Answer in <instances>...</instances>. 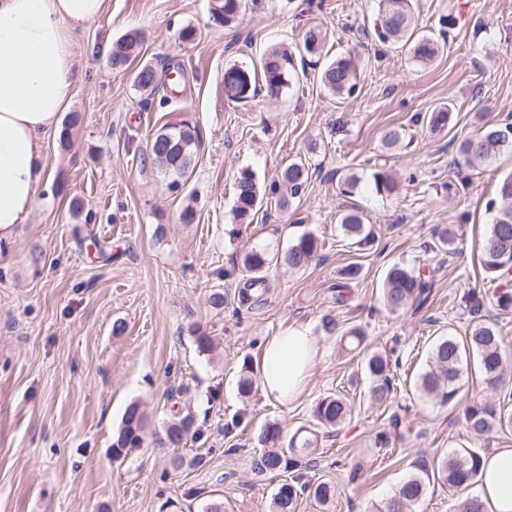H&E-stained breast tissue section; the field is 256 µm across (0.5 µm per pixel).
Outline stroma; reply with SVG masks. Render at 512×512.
Segmentation results:
<instances>
[{
	"label": "stroma",
	"mask_w": 512,
	"mask_h": 512,
	"mask_svg": "<svg viewBox=\"0 0 512 512\" xmlns=\"http://www.w3.org/2000/svg\"><path fill=\"white\" fill-rule=\"evenodd\" d=\"M213 3L107 0L72 36L74 97L44 143L48 177L26 222L0 241V512H203L213 501L227 512H271L277 482L252 470L257 435L268 424L288 433L311 425L328 395L352 408L338 436L318 440V473L335 484L336 498L325 509L300 498L298 512H370L416 457L438 458L464 442L512 448V430L468 438L462 407L434 405L406 387L388 405L370 406L356 360L323 324L328 315L340 328L362 327L370 348L396 349L411 376L437 337L464 335L465 297L487 287L477 257L492 218L486 202L512 174V153L468 169L464 181L453 159L459 140L481 124L512 117V0H412L418 33L440 45L426 64L377 39L378 0H245L231 26L213 21ZM448 15L454 26H442ZM314 25L329 36L289 89L227 99L226 66H259L271 48L301 44ZM185 27L195 28L193 41L179 40ZM133 29L143 34L136 57L128 69L112 68L113 43ZM345 55L354 59L356 87L337 96L320 75ZM147 63L173 73L151 98L133 81ZM447 103L452 120L443 133L419 124ZM181 121L198 129L200 144L176 182L146 146L164 124ZM396 126L405 138L390 150L381 134ZM294 158L311 173L305 189L287 209L263 205L232 238L236 175L247 169L265 184ZM377 171L396 177L397 193H377ZM351 174L358 182L349 189ZM188 206L190 224L180 218ZM354 207L379 233L373 249H357L339 229ZM444 225L459 234L457 254L427 248ZM305 231L319 239V260L272 270L265 307L237 310L243 244L283 246ZM396 262L435 270L433 296L419 313L397 317L378 300ZM352 263L359 277L339 308L331 294ZM217 291L226 295L218 309L210 303ZM290 326L309 328L322 348L304 394L290 403L260 390L240 397L243 363H255L266 340ZM197 328L216 351H197ZM133 403L145 416L143 442L117 457L112 444ZM239 411L245 422L225 433ZM395 412L403 418L397 430L389 425ZM177 413L191 414L197 432L176 449L164 434ZM379 432L403 439L385 454L376 449ZM358 461L363 474L348 483Z\"/></svg>",
	"instance_id": "stroma-1"
}]
</instances>
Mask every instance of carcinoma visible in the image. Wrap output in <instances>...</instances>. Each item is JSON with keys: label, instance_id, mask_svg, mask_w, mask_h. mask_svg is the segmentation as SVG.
<instances>
[{"label": "carcinoma", "instance_id": "1", "mask_svg": "<svg viewBox=\"0 0 512 512\" xmlns=\"http://www.w3.org/2000/svg\"><path fill=\"white\" fill-rule=\"evenodd\" d=\"M244 7V0H215L213 20L226 26L237 22ZM379 24L375 28L380 42L405 48L418 60H432L440 51L438 42L430 36L416 35L411 0H379ZM328 35L323 26L309 28L302 45L293 52L286 48H273L262 61V72L243 66L232 65L224 70V94L231 100H247L260 92L277 97L290 87L295 70L294 55H314L320 51ZM143 36L133 30L120 37L109 58L115 69H125L136 56ZM355 65L350 57H339L323 69L321 81L324 87L336 94L351 93L355 83ZM134 83L147 95L152 96L163 84L162 77L151 65H143L134 73ZM452 109L447 107L419 118L433 131L444 129L451 120ZM200 136L196 128L185 123L161 127L147 144V156L158 166L174 176L172 185L189 170ZM504 150H512V124H491L475 136L463 139L456 150L458 170L474 161L489 162ZM376 191L392 194L398 183L387 173L374 176ZM309 180V170L303 162L292 161L284 165L276 177L267 184H260L249 170L239 172L234 181L235 218L245 220L255 214L264 201L272 200L279 208L297 196ZM486 209L493 212L491 223L486 225L481 239L479 264L494 287L488 291L471 292L466 297L470 323L465 336L453 334L438 337L432 344L426 367L414 381L415 391L441 406L454 407L462 399L461 377L464 361L475 357L484 395L467 399L463 409V426L471 437L481 438L494 430L512 428V415L504 411L502 404L512 401V347L505 344L496 324L485 320L487 305H495L501 311L512 309V175L504 177L498 185L496 197L490 199ZM343 234L363 249L370 248L377 239L374 228L364 222L360 211L353 209L339 218ZM435 247L448 254L455 253L456 234L446 228L436 229ZM320 245L311 232H305L286 249L270 252L251 247L243 257L241 275L243 287L238 290L240 306L246 309L261 308L269 293L268 275L272 268L286 267L301 270L319 257ZM433 282V271L421 267L392 264L380 288V301L392 315L401 316L420 311L428 302ZM366 341L365 331L354 326L340 336L341 348L349 353L361 350ZM399 362L380 351H363L360 373L368 383L367 400L372 405H383L398 389ZM258 386V380L249 365L242 367L238 391L243 397L250 396ZM351 409L347 401L328 395L316 402L313 417L316 425L332 434L345 424ZM194 426L191 415H184L168 425L166 440L172 446L185 444ZM143 416L139 407L131 405L125 412L113 449L121 455L129 448L142 443ZM257 444L265 448L253 458L252 469L261 476L288 478L278 484L272 498L273 512H297L302 495H307L322 507H327L336 497L335 486L323 479H316L311 470L317 468L315 457L318 447V431L304 427L284 438L283 430L276 424H268L257 437ZM487 448H471L466 445L444 455L440 459L419 457L411 462L410 471L392 493L374 512H415L430 487L438 485L456 495L455 512H484L485 504L468 491L481 482V469Z\"/></svg>", "mask_w": 512, "mask_h": 512}]
</instances>
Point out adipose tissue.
<instances>
[{"mask_svg":"<svg viewBox=\"0 0 512 512\" xmlns=\"http://www.w3.org/2000/svg\"><path fill=\"white\" fill-rule=\"evenodd\" d=\"M106 0H0V239L24 223L46 176L45 137L72 101L71 33L97 19ZM321 355L311 331L270 337L258 361L261 388L285 403L304 390ZM481 498L488 512H512V448L485 458Z\"/></svg>","mask_w":512,"mask_h":512,"instance_id":"obj_1","label":"adipose tissue"}]
</instances>
